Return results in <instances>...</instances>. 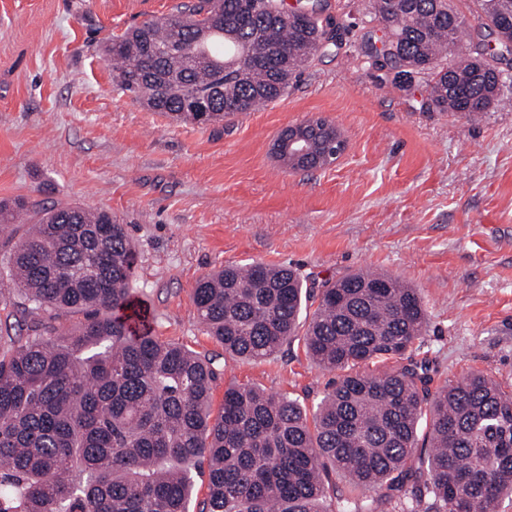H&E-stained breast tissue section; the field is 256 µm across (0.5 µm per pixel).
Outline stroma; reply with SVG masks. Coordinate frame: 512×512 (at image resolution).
<instances>
[{
  "mask_svg": "<svg viewBox=\"0 0 512 512\" xmlns=\"http://www.w3.org/2000/svg\"><path fill=\"white\" fill-rule=\"evenodd\" d=\"M179 0H0V200L79 203L128 225L131 298L154 336L215 360L212 412L254 385L313 406L338 372L302 339L246 362L201 327L197 279L228 264L292 266L309 286L373 271L417 288L433 387L474 371L512 387V71L476 120L426 105V83H393L365 46L382 32L369 0H329L339 28L281 100L210 126L123 95L107 39ZM329 118L347 148L291 170L278 133Z\"/></svg>",
  "mask_w": 512,
  "mask_h": 512,
  "instance_id": "stroma-1",
  "label": "stroma"
}]
</instances>
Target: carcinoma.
I'll list each match as a JSON object with an SVG mask.
<instances>
[{
    "label": "carcinoma",
    "instance_id": "obj_1",
    "mask_svg": "<svg viewBox=\"0 0 512 512\" xmlns=\"http://www.w3.org/2000/svg\"><path fill=\"white\" fill-rule=\"evenodd\" d=\"M512 40V11L475 0ZM371 0L392 38L390 69L423 75L440 111L471 118L499 99L490 64L451 56L465 30L452 0ZM186 0L104 46L119 89L154 112L222 121L283 98L327 43L317 0ZM34 224L20 230L18 209ZM82 205L0 201V302L21 297L27 331L0 353V512H189L193 470L209 467L201 512H504L512 505V393L477 372L439 389L414 359L429 332L415 288L348 273L319 294L290 267L228 266L198 279L199 322L247 361L302 336L341 375L316 407L252 385L210 410L214 360L133 330L136 265L127 225ZM319 298L309 320L307 303ZM82 315L66 332L50 320ZM382 364L376 373L364 367ZM342 477L345 484L332 479Z\"/></svg>",
    "mask_w": 512,
    "mask_h": 512
}]
</instances>
